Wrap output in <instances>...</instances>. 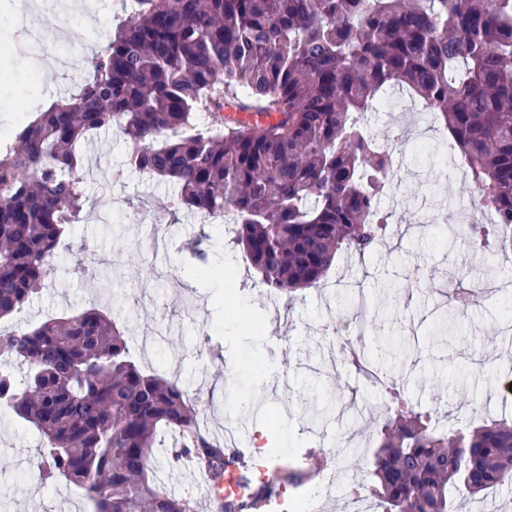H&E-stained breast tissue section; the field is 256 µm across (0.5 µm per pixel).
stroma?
I'll use <instances>...</instances> for the list:
<instances>
[{"instance_id":"35a3bbf8","label":"stroma","mask_w":512,"mask_h":512,"mask_svg":"<svg viewBox=\"0 0 512 512\" xmlns=\"http://www.w3.org/2000/svg\"><path fill=\"white\" fill-rule=\"evenodd\" d=\"M90 9H65L60 0L44 7L62 19L59 27L21 31L8 0H0V99L14 110L0 112V148L30 113L67 96L88 76L87 58L102 20L120 19L125 0H89ZM378 140L407 128L411 139L396 146L399 171L388 211L392 232L365 258L343 257L321 286L292 303L266 295L247 257L224 244V227L200 215L165 209L174 190L124 170L127 144L106 130L83 149L88 205L79 224L60 240L56 270L23 310L0 327L40 323L52 316L96 308L127 329L138 362L183 383L207 410L202 428L223 431L226 413L252 446L268 443L295 467L326 454L332 490L320 512H349L352 490L368 479V455L378 443L377 423L385 416L384 391L373 388L349 365L335 331L338 321L365 307L362 335L353 346L374 355L384 373L400 379L408 396L448 426V403L460 400L472 424L512 418L500 392L512 364V334L500 325L512 304L497 297L459 312L446 297L458 272L487 276L497 261L474 250L449 219H460L471 190L464 176L446 170L433 144L446 134L414 100L391 112H370L364 120ZM82 257L86 271L75 274ZM416 265L432 276L409 287ZM235 310L233 336L224 333V313ZM500 355L479 358L487 337ZM280 364L282 375L258 384L247 363L253 353ZM40 441L30 424L0 412V512H89L86 497L59 480L40 484L34 456ZM155 453L163 481L182 479L181 497L195 512L204 507L202 485L185 480V468L169 463L174 441L162 433Z\"/></svg>"}]
</instances>
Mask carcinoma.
I'll return each instance as SVG.
<instances>
[{"label": "carcinoma", "mask_w": 512, "mask_h": 512, "mask_svg": "<svg viewBox=\"0 0 512 512\" xmlns=\"http://www.w3.org/2000/svg\"><path fill=\"white\" fill-rule=\"evenodd\" d=\"M88 66L84 84L0 150V319L51 277L87 203L82 146L114 126L129 138L126 167L176 188L170 212L233 214L230 244L267 292L315 287L392 223L380 200L394 158L364 127L392 87L455 142L495 217L461 232L512 270V0H131ZM351 354L396 404L358 488L378 512H451L454 489L512 482V419L440 430L368 353ZM0 355V407L38 431L39 478H64L93 512H193L158 475L166 429L179 435L173 458L208 471L214 492L227 479L245 489L221 512H252L309 480L289 466L255 480L199 433V400L142 369L99 310L0 331Z\"/></svg>", "instance_id": "carcinoma-1"}]
</instances>
